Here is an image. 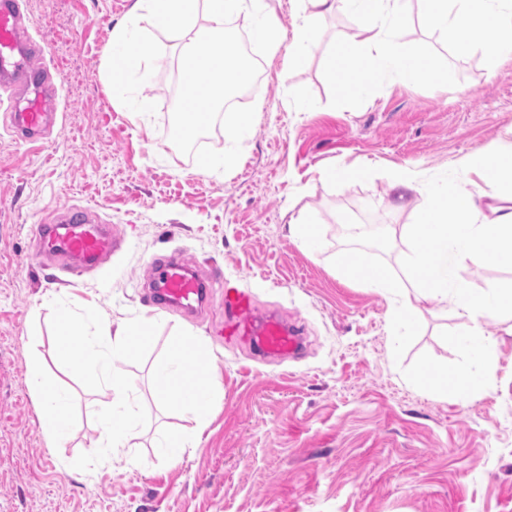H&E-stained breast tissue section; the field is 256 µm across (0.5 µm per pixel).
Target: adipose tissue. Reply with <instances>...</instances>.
Returning a JSON list of instances; mask_svg holds the SVG:
<instances>
[{
  "mask_svg": "<svg viewBox=\"0 0 512 512\" xmlns=\"http://www.w3.org/2000/svg\"><path fill=\"white\" fill-rule=\"evenodd\" d=\"M300 22L288 43L287 64L297 67L315 52L314 24L334 11L351 16L354 27L346 42L333 51L330 75L344 85L353 101L366 99L369 84L350 82L348 74L360 52L368 51L378 76L389 81H417L430 72V61L406 51L399 42L401 23L413 0H298ZM426 19L433 27L455 31L460 54L470 53V33L482 28L487 38L483 50L492 56L512 54V0H426ZM473 175L467 186L458 187L447 171L419 178L399 170L388 179L397 199L414 195L418 205L413 223L403 225L401 236L409 242L405 254V278L396 277L385 266L366 269L357 260L342 255L338 266L350 280L382 297L404 293L405 300L392 311L389 321L393 340H401L412 326L413 314L427 302L451 306L464 318L463 330L455 337L466 360L455 370L424 375L422 384L457 399H468L491 391L497 377L494 355L505 339L488 333L485 325L505 311H512L511 288L473 289L459 275L461 260L478 264L495 259L512 266V156L489 150L480 160L462 162ZM209 360L199 339L189 333L172 336L163 358L153 369L159 396L176 392L189 424L175 435L157 432L152 446L157 457L169 464L180 463L196 448L212 414L215 389L202 383ZM27 386L33 395L38 429L51 448L66 447L74 437L72 391L50 382L41 357H32L26 367Z\"/></svg>",
  "mask_w": 512,
  "mask_h": 512,
  "instance_id": "1",
  "label": "adipose tissue"
}]
</instances>
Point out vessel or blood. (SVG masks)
Segmentation results:
<instances>
[{
    "instance_id": "1",
    "label": "vessel or blood",
    "mask_w": 512,
    "mask_h": 512,
    "mask_svg": "<svg viewBox=\"0 0 512 512\" xmlns=\"http://www.w3.org/2000/svg\"><path fill=\"white\" fill-rule=\"evenodd\" d=\"M44 48L27 33L22 0H0V86L11 89L15 101L8 105L10 126L24 141L44 138L56 116L55 79L46 67H35ZM40 253L69 273L98 267L116 252L119 241L104 221L84 207L68 206L45 215L34 227ZM154 301L186 311L205 306L220 274L200 276L173 257L151 262ZM224 285V330L226 340H240L272 358H297L303 349L300 327L274 314L260 313L251 291Z\"/></svg>"
}]
</instances>
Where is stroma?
<instances>
[{
  "label": "stroma",
  "mask_w": 512,
  "mask_h": 512,
  "mask_svg": "<svg viewBox=\"0 0 512 512\" xmlns=\"http://www.w3.org/2000/svg\"><path fill=\"white\" fill-rule=\"evenodd\" d=\"M30 35L44 48L36 63L58 84L56 121L40 142H23L0 112V512H512V342L495 354V388L461 403L420 384L427 369L464 361L453 344L463 320L432 303L415 313L392 345V301L341 277L338 224L367 206V223L384 231L368 263L399 269L394 231L410 221L388 177L409 168L421 177L489 149L512 153V57L481 47L460 56L454 36L424 25L415 4L400 29L409 51L451 68L455 85L374 79L352 103L329 78V57L348 39L342 13L317 24L321 47L299 68L285 51L265 55L253 134L237 165L221 176L165 151L173 105L146 81L137 96L157 105L132 120L113 100L104 50L135 0H23ZM308 99L300 112L296 103ZM374 162L372 179L334 182L337 163ZM96 210L118 252L96 270L69 275L36 259L31 226L52 210ZM306 215L322 239L303 250L289 223ZM176 254L200 272L220 269L250 289L259 310L303 325L299 359L261 360L226 344L222 294L191 316L149 302L144 286L154 257ZM93 303L113 322L156 318L146 358L127 363L148 423L137 440L144 458L73 468L93 452L94 419L104 390L84 387L51 360L50 298ZM200 336L212 360L215 407L198 448L181 463L157 459L156 432L183 423L176 395L154 396L152 365L173 333ZM74 392L76 430L64 448L38 432L26 384L31 355Z\"/></svg>",
  "instance_id": "stroma-1"
}]
</instances>
